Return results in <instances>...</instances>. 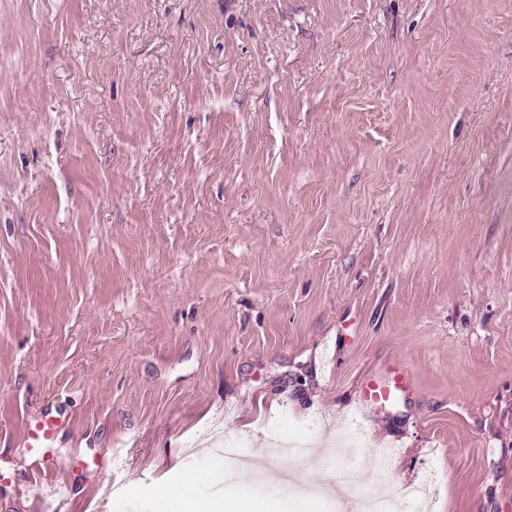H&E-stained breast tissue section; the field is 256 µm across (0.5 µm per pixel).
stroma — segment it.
Instances as JSON below:
<instances>
[{"instance_id":"1","label":"stroma","mask_w":512,"mask_h":512,"mask_svg":"<svg viewBox=\"0 0 512 512\" xmlns=\"http://www.w3.org/2000/svg\"><path fill=\"white\" fill-rule=\"evenodd\" d=\"M381 455L512 512V0H0V512Z\"/></svg>"}]
</instances>
